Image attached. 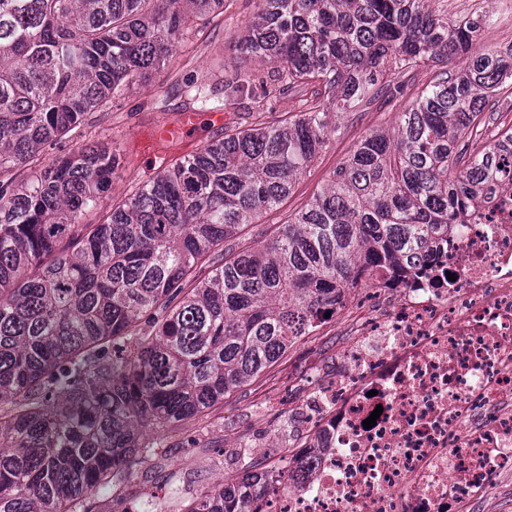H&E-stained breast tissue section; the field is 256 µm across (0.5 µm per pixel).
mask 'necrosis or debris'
<instances>
[{"instance_id": "4bbe7bcc", "label": "necrosis or debris", "mask_w": 512, "mask_h": 512, "mask_svg": "<svg viewBox=\"0 0 512 512\" xmlns=\"http://www.w3.org/2000/svg\"><path fill=\"white\" fill-rule=\"evenodd\" d=\"M362 288L391 301L361 313L343 370L297 409L303 447L253 512H465L512 469V189L476 200L408 276L372 269L338 308Z\"/></svg>"}]
</instances>
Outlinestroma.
Masks as SVG:
<instances>
[{
  "label": "stroma",
  "instance_id": "1",
  "mask_svg": "<svg viewBox=\"0 0 512 512\" xmlns=\"http://www.w3.org/2000/svg\"><path fill=\"white\" fill-rule=\"evenodd\" d=\"M511 4L512 0H473L469 6L464 5L463 0L432 2L436 10L449 18L465 16L478 22L477 44L491 48L512 44V38L496 30L502 12ZM256 8V0H224L223 14L192 33L179 55L153 72L150 81L131 85L105 108L88 113L83 123L56 147V154L94 142H103L117 152H125L128 141L139 127L154 125L159 110L173 114L184 109L195 88L206 87L218 92L225 80L254 72L275 78L277 65L259 64L234 48L236 37L243 33ZM433 75L430 67H418L405 78L406 99L381 98L339 114L336 122L343 128L342 135L314 162L296 184L292 196L278 210L269 212L247 228V241L269 240L274 225L284 222L289 212L303 207L326 182L349 147L369 132L390 126L396 113L404 109L407 99L415 98ZM309 97V91L299 90L289 95L287 103L274 104L272 111L260 113L253 98L243 95L236 106L225 109V125L234 129L260 119L272 122L283 118L285 112L304 110ZM158 168V160L134 155L132 169L119 171L114 176L110 191L99 200L94 212L83 216V223H98L113 203L127 196L137 183L152 179ZM354 334L351 313L340 314L310 335L301 337L285 357L249 386L226 398L207 418L187 420L177 429L157 434L164 468L134 480L127 489L129 503L140 505L174 487L196 489L216 483L225 473L234 471L235 453L243 446L249 447L257 459L275 460L283 456L292 432L291 407L319 376L335 370L337 357L353 341Z\"/></svg>",
  "mask_w": 512,
  "mask_h": 512
}]
</instances>
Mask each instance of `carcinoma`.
<instances>
[{
  "label": "carcinoma",
  "instance_id": "1",
  "mask_svg": "<svg viewBox=\"0 0 512 512\" xmlns=\"http://www.w3.org/2000/svg\"><path fill=\"white\" fill-rule=\"evenodd\" d=\"M257 2L235 48L278 77L232 78L220 108L311 84L309 107L224 130L82 224L132 160L49 150L224 0H0V512H92L99 486L125 502L161 459L150 434L208 416L336 315L355 280L446 244L486 185L512 187L498 157L512 127L475 144L512 83V44L476 47L479 24L432 0ZM443 60L462 64L356 141L266 243L241 237L341 132L337 112L401 95L396 76ZM286 465L244 460L145 512H251Z\"/></svg>",
  "mask_w": 512,
  "mask_h": 512
}]
</instances>
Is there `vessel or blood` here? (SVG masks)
Returning <instances> with one entry per match:
<instances>
[{
	"label": "vessel or blood",
	"mask_w": 512,
	"mask_h": 512,
	"mask_svg": "<svg viewBox=\"0 0 512 512\" xmlns=\"http://www.w3.org/2000/svg\"><path fill=\"white\" fill-rule=\"evenodd\" d=\"M216 129L224 124V113L219 109H189L181 112L172 126L141 130L133 139L135 149L142 154L158 159L171 155L188 158L204 145L200 135L202 125Z\"/></svg>",
	"instance_id": "b4317fda"
}]
</instances>
